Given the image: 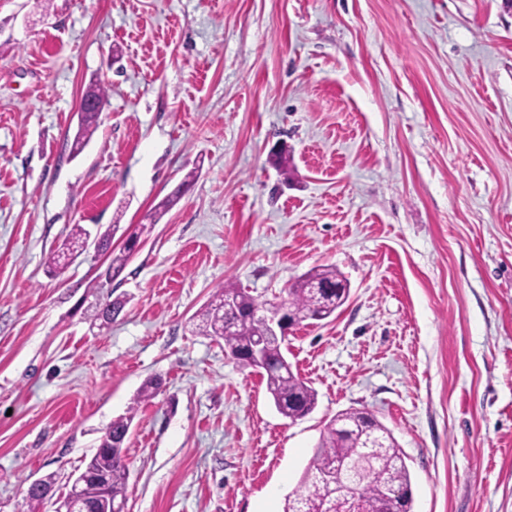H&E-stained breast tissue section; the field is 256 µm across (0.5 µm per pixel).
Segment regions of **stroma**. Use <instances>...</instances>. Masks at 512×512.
I'll use <instances>...</instances> for the list:
<instances>
[{"instance_id":"35a3bbf8","label":"stroma","mask_w":512,"mask_h":512,"mask_svg":"<svg viewBox=\"0 0 512 512\" xmlns=\"http://www.w3.org/2000/svg\"><path fill=\"white\" fill-rule=\"evenodd\" d=\"M113 223L143 244L99 327L105 256L47 259ZM321 265L350 296L288 333L317 393L293 422L193 317ZM349 408L392 431L412 512H512V0H0V512L32 476L64 496L128 413L129 512H283ZM85 97L94 99L96 102V107L94 108L95 103L93 100L84 98L80 100L77 114L78 116H80L82 112H84V114L80 121L77 138L74 141V153L79 152L84 142L90 139L98 129L99 119L107 102L105 90L100 85L91 88L85 94ZM86 110L89 111L85 112ZM88 236L89 233L81 224L74 225L62 247L49 257L47 262L48 272L52 273L54 269H63L74 253L83 251L88 245Z\"/></svg>"}]
</instances>
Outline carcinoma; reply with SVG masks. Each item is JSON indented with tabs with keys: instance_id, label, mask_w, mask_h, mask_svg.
Returning <instances> with one entry per match:
<instances>
[{
	"instance_id": "obj_1",
	"label": "carcinoma",
	"mask_w": 512,
	"mask_h": 512,
	"mask_svg": "<svg viewBox=\"0 0 512 512\" xmlns=\"http://www.w3.org/2000/svg\"><path fill=\"white\" fill-rule=\"evenodd\" d=\"M86 97L94 99L96 107L82 116L74 141L76 153L98 129L99 119L107 102L105 90L99 85L90 89ZM117 228L118 225L114 224L112 230L99 235L100 247L110 258L108 265L96 277L94 288L99 291L105 288V281L122 272L133 256L132 245L139 242V234L136 233L129 237L119 252H114L111 242L113 230ZM88 236L89 233L82 225H74L62 247L49 257L48 272L64 268L74 253L84 250ZM349 292L347 280L336 268L315 267L288 287V312L298 324L307 320L321 321L329 318L348 300ZM257 304L255 298L241 289L228 284L219 285L197 313L194 332L220 338L224 340V348L230 353L241 354L249 348L255 337L264 333L261 323L251 316L252 309ZM122 307L123 302L112 299L109 294L105 302L96 307L94 319L101 321L103 326L108 325ZM285 339L286 334L282 333L271 337L267 343L265 357L268 363L282 369V372L266 374V390L277 411L295 422L314 410L317 393L292 371L282 349ZM160 388V378L148 379L140 388L135 403L154 399ZM358 414L357 409L341 411L326 424L315 452L302 474L298 489L285 500L283 512H318L326 494V471L338 465H348L364 451L365 441L374 437L381 439L386 445V456L374 469L347 482V491L370 497L382 493L390 484L411 488V475L405 455L391 431L376 417L367 415L369 426L364 434L353 435L346 431L358 418ZM131 422L130 414L113 420L104 438L100 440L97 452L84 468V472L93 475L112 474L110 495L117 502L126 499L128 467L124 461L123 445ZM43 505L42 496L31 491L23 496L16 512H40Z\"/></svg>"
}]
</instances>
